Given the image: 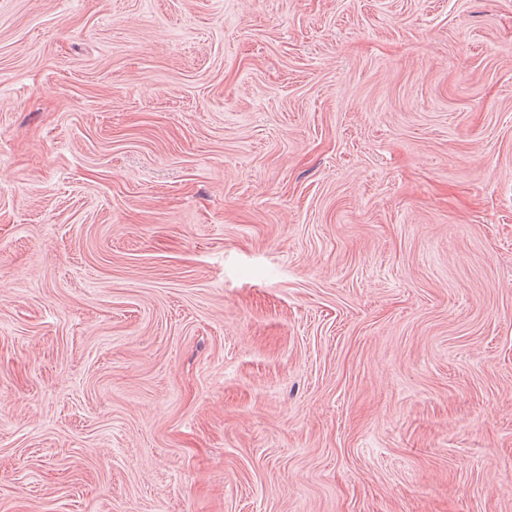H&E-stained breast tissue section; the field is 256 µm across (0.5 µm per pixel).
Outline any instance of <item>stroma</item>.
I'll use <instances>...</instances> for the list:
<instances>
[{
  "label": "stroma",
  "instance_id": "stroma-1",
  "mask_svg": "<svg viewBox=\"0 0 512 512\" xmlns=\"http://www.w3.org/2000/svg\"><path fill=\"white\" fill-rule=\"evenodd\" d=\"M0 512H512V0H0Z\"/></svg>",
  "mask_w": 512,
  "mask_h": 512
}]
</instances>
